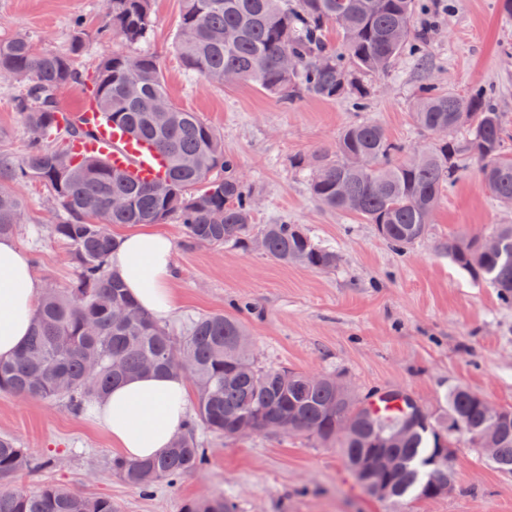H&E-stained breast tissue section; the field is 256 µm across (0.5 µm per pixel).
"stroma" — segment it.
Masks as SVG:
<instances>
[{
    "label": "stroma",
    "instance_id": "obj_1",
    "mask_svg": "<svg viewBox=\"0 0 512 512\" xmlns=\"http://www.w3.org/2000/svg\"><path fill=\"white\" fill-rule=\"evenodd\" d=\"M447 2L420 57L404 54L387 74L367 78L369 95L360 110L346 98L304 96L285 105L249 84L224 86L189 74L173 50L181 0H153L150 37L135 46L99 36L101 0H0V39L26 34L41 50L63 52L79 18L85 49L77 66L85 74L110 53H153L170 98L198 113L235 156L255 201L252 236L285 220L340 256L332 271L286 266L253 246L189 244L174 219L155 225L174 243L180 303L170 331L182 335L204 314L232 315L244 323L261 365L333 373L359 396L400 388L439 414L456 384L512 406V306L455 269L445 251L461 235H487L496 225L512 224V208L491 197L477 161L465 162L438 201L429 236L397 253L374 225L315 201L309 174L295 160L333 150L341 130L360 121L379 124L409 149L430 144L433 135L421 132L414 119L426 84L441 91L492 89L512 134V18L499 0ZM18 90L17 83L0 79V150L16 156L26 148L24 118L14 103ZM20 189L25 211L14 241L29 254L43 286L67 287L76 270L66 246L48 233L63 212L42 184L26 182ZM0 434L53 460L49 468L18 473L13 485L36 491L54 484L108 497L117 512H184L186 504L216 494L234 500L239 512H390L361 492L338 449L305 436L229 439L198 430L207 466L145 495L113 473L116 450L93 413L76 415L62 403L0 393ZM453 467L449 494L415 500L404 512H512V473L486 465L465 442Z\"/></svg>",
    "mask_w": 512,
    "mask_h": 512
}]
</instances>
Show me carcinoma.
<instances>
[{
	"label": "carcinoma",
	"mask_w": 512,
	"mask_h": 512,
	"mask_svg": "<svg viewBox=\"0 0 512 512\" xmlns=\"http://www.w3.org/2000/svg\"><path fill=\"white\" fill-rule=\"evenodd\" d=\"M173 48L185 70L213 83H249L286 103L306 95L323 100L349 97L361 108L367 95L362 78L388 72L409 51L419 52L414 27L418 0H182ZM100 34H118L131 45L150 35L152 0H105ZM336 26L342 48L326 39ZM85 48L83 24H76L65 53L41 51L32 38L0 40V77L22 87L16 109L25 119L27 145L16 157L0 152V239L18 231L24 199L17 185L41 183L63 209L49 226L68 245L77 276L66 288H48L38 301L23 349L0 359V393L45 403L64 402L76 415L128 379L145 373L192 378L197 412L161 456L112 458V472L148 495L160 483L173 484L202 469L207 458L197 428L227 438L252 434L280 422L281 435L305 434L341 451L348 467L376 443L391 448L401 462L384 502L393 506L429 497L424 463L435 449L462 436L485 443L491 429L484 396L465 387L448 389L439 417L417 414L413 400L396 393L383 397L401 404L394 413L374 414L356 397L342 400L337 377L312 379L286 367L258 365L236 317L213 313L191 322L176 337L157 324L112 273L109 256L117 246L114 225L163 224L178 219L194 244L250 243L254 199L237 174L236 158L197 113L178 107L166 91L159 60L148 53L110 54L95 71L93 100L112 125L152 141L169 162L164 183H140L112 169L102 157L78 156L71 144L84 130L67 121L57 92L82 81L76 60ZM427 132L449 121L467 129L453 141L434 140L407 160L401 144L381 126L360 122L345 127L336 159L322 153L298 158L311 171L310 193L321 205L363 218L395 252H404L430 232L440 191L453 185L461 158L480 164L483 182L499 199L512 198V151L505 144L501 115L488 88L461 95L425 87L415 112ZM493 236L506 242L485 248L475 237L448 242V258L460 270L498 290L512 306V224ZM264 251L285 265L330 271L339 256L316 243L298 224L280 221L260 231ZM460 423L448 429V421ZM349 426L344 437L337 429ZM401 434L392 443L395 434ZM490 464L512 472V425L492 441ZM19 442L0 436V512H114L112 500L89 497L58 485L36 492L6 486L16 473L48 467ZM185 512H237L230 499L194 501Z\"/></svg>",
	"instance_id": "obj_1"
}]
</instances>
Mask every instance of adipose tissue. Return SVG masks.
<instances>
[{
    "mask_svg": "<svg viewBox=\"0 0 512 512\" xmlns=\"http://www.w3.org/2000/svg\"><path fill=\"white\" fill-rule=\"evenodd\" d=\"M173 242L144 229L122 236L112 255V271L139 305L158 323L178 307L173 286ZM41 285L29 256L0 239V358L13 357L25 343ZM187 381L175 374L146 373L114 387L96 402V417L124 457L162 454L187 419Z\"/></svg>",
    "mask_w": 512,
    "mask_h": 512,
    "instance_id": "adipose-tissue-1",
    "label": "adipose tissue"
}]
</instances>
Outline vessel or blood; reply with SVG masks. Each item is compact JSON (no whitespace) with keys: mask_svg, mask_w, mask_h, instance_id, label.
<instances>
[{"mask_svg":"<svg viewBox=\"0 0 512 512\" xmlns=\"http://www.w3.org/2000/svg\"><path fill=\"white\" fill-rule=\"evenodd\" d=\"M81 116L93 126L95 135L89 141L78 143L79 151L106 156L114 169L138 181L155 183L167 178V162L150 141L130 137L103 120L95 104H88Z\"/></svg>","mask_w":512,"mask_h":512,"instance_id":"b4317fda","label":"vessel or blood"}]
</instances>
